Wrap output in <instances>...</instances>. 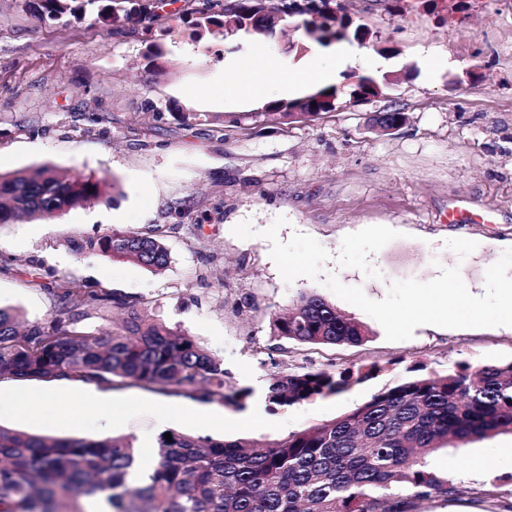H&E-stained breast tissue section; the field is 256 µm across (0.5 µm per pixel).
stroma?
<instances>
[{
    "mask_svg": "<svg viewBox=\"0 0 512 512\" xmlns=\"http://www.w3.org/2000/svg\"><path fill=\"white\" fill-rule=\"evenodd\" d=\"M400 5L394 16L387 0H341L343 14L397 48L390 59L354 43L344 63L316 44L289 53L277 35L194 43L182 35L186 21L174 17L155 67L146 57L154 35L143 23L38 20L26 0H0V173L50 165L68 177L116 183L100 200L53 217L0 224V305L18 308L27 323H44L57 305L41 283L66 278L114 292L193 336L223 359L233 382L253 390L248 409L229 412L218 400L138 386L4 377L1 426L53 438L154 441L173 431L267 443L351 412L404 366L422 363L443 374L459 360H512V327L423 325L411 339L387 341L375 319L321 282H285L260 235L286 218L281 240L296 231L312 236L331 255L323 274L362 287L373 300L391 282L429 281L454 265L470 293L483 295L487 268L512 248V0H474L462 13L449 12L448 0H436L432 11L423 0ZM244 57L282 79L263 97L227 99L231 63ZM306 61L334 70L338 86L365 74L399 78L385 97H344L311 120L266 116L268 101L311 91ZM394 109L405 112L403 126L373 129V115ZM245 220L255 237L233 235ZM115 230L162 241L168 267L153 271L73 249L76 238ZM450 238L478 247L461 260L446 249ZM303 293L367 322L369 342L307 349L279 338L275 315ZM371 361L387 371L340 395L257 418L248 413L276 373ZM32 393L78 412L32 418L15 403ZM112 399L129 403L121 419L97 407ZM429 466L460 493L422 502L419 512H505L512 503L511 434L442 449ZM494 484L499 497L484 498Z\"/></svg>",
    "mask_w": 512,
    "mask_h": 512,
    "instance_id": "stroma-1",
    "label": "stroma"
}]
</instances>
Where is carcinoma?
<instances>
[{
	"label": "carcinoma",
	"mask_w": 512,
	"mask_h": 512,
	"mask_svg": "<svg viewBox=\"0 0 512 512\" xmlns=\"http://www.w3.org/2000/svg\"><path fill=\"white\" fill-rule=\"evenodd\" d=\"M36 0L31 14H70L82 21L102 18L137 20L146 29L161 26L159 5L180 4L178 11L196 15L191 37L199 41L224 24L243 23L260 12L258 0ZM313 20L290 24L279 33L287 51L311 44L364 43L372 32L351 28L334 16L315 36L305 34ZM378 89L361 76L348 88L327 86L295 100H273L266 110L288 119H308L336 110L344 95L369 100ZM306 111L296 112L294 108ZM382 131L406 122L403 112L374 118ZM103 196L97 181L64 180L49 166L36 177L0 174V224L21 216L50 217ZM76 251L132 259L163 270L170 255L158 239L112 231L74 242ZM52 293L61 304L46 324L18 331V312L0 307V376L18 380L76 379L124 383L185 396L200 402L215 399L238 412L253 394L227 378L223 360L192 336L152 319L122 296L67 279ZM120 307L121 327L97 337L78 323L91 309ZM274 331L298 345L361 346L367 325L347 317L317 294H302L289 311L274 320ZM377 362L328 365L271 377L265 401L276 413L337 396L377 378ZM512 434V361L475 365L459 361L439 375L413 364L347 415L312 425L257 448L251 441L216 440L190 433L159 436L154 467L135 476L134 439L112 437L49 439L0 426V512H415L433 498L460 494L437 475L428 459L442 448Z\"/></svg>",
	"instance_id": "obj_1"
}]
</instances>
